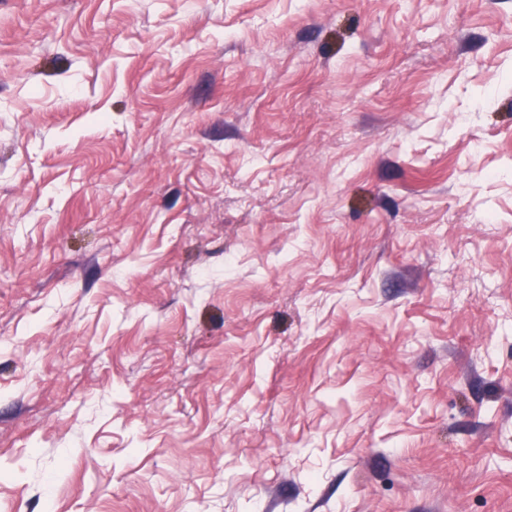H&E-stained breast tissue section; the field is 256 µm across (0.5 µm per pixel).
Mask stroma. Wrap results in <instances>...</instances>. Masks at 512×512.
Instances as JSON below:
<instances>
[{"label":"stroma","mask_w":512,"mask_h":512,"mask_svg":"<svg viewBox=\"0 0 512 512\" xmlns=\"http://www.w3.org/2000/svg\"><path fill=\"white\" fill-rule=\"evenodd\" d=\"M0 512H512V0H0Z\"/></svg>","instance_id":"1"}]
</instances>
